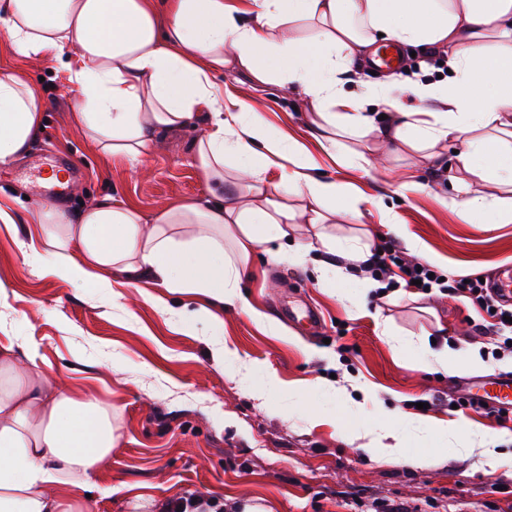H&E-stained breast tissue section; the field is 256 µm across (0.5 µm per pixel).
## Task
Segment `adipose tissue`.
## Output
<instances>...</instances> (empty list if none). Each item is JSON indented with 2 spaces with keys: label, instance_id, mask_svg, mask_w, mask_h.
Listing matches in <instances>:
<instances>
[{
  "label": "adipose tissue",
  "instance_id": "1",
  "mask_svg": "<svg viewBox=\"0 0 512 512\" xmlns=\"http://www.w3.org/2000/svg\"><path fill=\"white\" fill-rule=\"evenodd\" d=\"M0 27L25 56L59 62L74 118L105 155L139 159L207 113L192 157L213 199L150 219L108 196L74 217L45 206L27 235L32 251L51 256L48 275L106 287L114 273L179 289L200 296L195 319L216 322L225 306L252 310L240 275L258 244L287 240L298 213L312 224L359 214L365 196L315 176L302 144L215 82L230 66L304 98L341 160L352 157L345 139L375 131L412 151L461 143L458 167L478 184L455 201L459 216L472 223L490 202L512 222V0H248L244 10L228 0H0ZM380 38L445 53L450 69L445 83L415 82L420 109L382 130L363 97L342 88ZM42 121L31 87L0 72V168L28 150ZM272 168L274 189L264 178ZM37 358L27 340L0 345V512H85L88 480L121 434L111 408Z\"/></svg>",
  "mask_w": 512,
  "mask_h": 512
}]
</instances>
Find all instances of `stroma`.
I'll return each instance as SVG.
<instances>
[{
	"label": "stroma",
	"instance_id": "1",
	"mask_svg": "<svg viewBox=\"0 0 512 512\" xmlns=\"http://www.w3.org/2000/svg\"><path fill=\"white\" fill-rule=\"evenodd\" d=\"M0 70L38 86L46 120L16 165L0 169V207L15 222L0 223V286L7 291L0 341L35 342L44 370L69 376L111 407L121 440L89 481L88 512H153L152 502L200 495L227 503L248 497L272 512H512V419L451 406L456 382L512 375V352L500 349L499 327L457 287L512 268V223H498L491 211L477 224L459 219L451 205L459 192L449 178L456 143L437 145L434 162L415 152L381 160L374 136L352 138L348 147L364 152L367 165L338 164L323 152L302 98L275 83L255 89L245 71L225 68V86L258 101L279 131L299 139L320 176L354 185L375 202L363 206L356 224L295 225V242L308 249L304 257L278 255L274 242L256 248L240 291L265 322L228 307L221 323L199 321L186 332L191 295L146 282L114 292L50 276L48 255L26 247V228L51 203L74 213L108 195L149 218L164 206L208 199L209 186L191 159L205 116L165 136L145 157L107 158L75 123L56 61L27 58L0 28ZM445 72L439 56L416 52L400 70L393 99L369 105L378 117L395 102L412 109L413 81L433 82ZM61 163L77 174L57 197H46L36 183ZM409 175L417 186L402 190ZM383 207L398 214L405 237L424 242L446 287L365 293L317 270L320 233L405 250V238L381 224ZM296 305L320 313V334L301 330L289 316ZM224 347L232 358L215 361ZM443 347L479 351L483 363L448 373L428 360L430 350ZM419 399L432 407L420 411ZM432 419L495 436L498 465L489 467L466 441L425 430ZM383 423L404 433L402 458L367 449L366 432Z\"/></svg>",
	"mask_w": 512,
	"mask_h": 512
}]
</instances>
